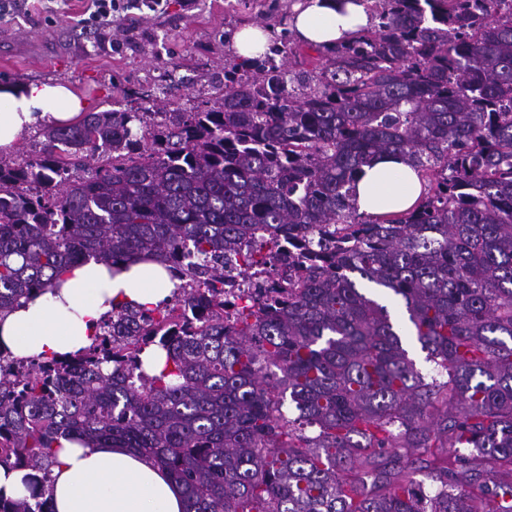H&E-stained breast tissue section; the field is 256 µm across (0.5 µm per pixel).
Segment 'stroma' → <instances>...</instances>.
Listing matches in <instances>:
<instances>
[{"label": "stroma", "instance_id": "1", "mask_svg": "<svg viewBox=\"0 0 512 512\" xmlns=\"http://www.w3.org/2000/svg\"><path fill=\"white\" fill-rule=\"evenodd\" d=\"M290 0H164L131 7L94 30L89 0H13L0 16V84L68 85L90 112L137 105L138 94L193 111L224 88V33L268 27L273 3Z\"/></svg>", "mask_w": 512, "mask_h": 512}]
</instances>
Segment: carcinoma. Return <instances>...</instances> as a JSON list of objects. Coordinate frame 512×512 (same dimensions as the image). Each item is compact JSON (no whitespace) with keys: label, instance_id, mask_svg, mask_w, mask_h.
<instances>
[{"label":"carcinoma","instance_id":"carcinoma-1","mask_svg":"<svg viewBox=\"0 0 512 512\" xmlns=\"http://www.w3.org/2000/svg\"><path fill=\"white\" fill-rule=\"evenodd\" d=\"M366 5L333 47L282 14L192 112H88L0 160V315L90 260L179 280L70 357L0 348V465L32 471L0 512H48L62 439L152 458L186 512H512V0ZM384 154L423 196L361 215ZM226 270L264 288L227 302Z\"/></svg>","mask_w":512,"mask_h":512}]
</instances>
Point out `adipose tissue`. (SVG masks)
Returning a JSON list of instances; mask_svg holds the SVG:
<instances>
[{
  "label": "adipose tissue",
  "instance_id": "ef3b65f1",
  "mask_svg": "<svg viewBox=\"0 0 512 512\" xmlns=\"http://www.w3.org/2000/svg\"><path fill=\"white\" fill-rule=\"evenodd\" d=\"M363 0H298L290 20L300 42L319 46L365 28ZM83 101L66 86L46 82L0 84V152L10 151L40 125L79 121ZM423 192L417 173L398 156L365 168L356 183L359 213L380 216L411 209ZM57 293L40 294L0 317V344L20 359L74 353L93 342L94 327L112 307L155 308L175 288L164 268L137 264L111 274L88 262L67 271ZM50 474L52 512H185L182 491L150 457L125 448L63 443Z\"/></svg>",
  "mask_w": 512,
  "mask_h": 512
}]
</instances>
